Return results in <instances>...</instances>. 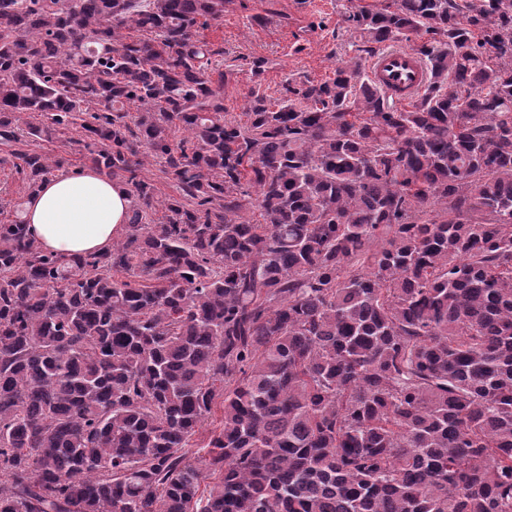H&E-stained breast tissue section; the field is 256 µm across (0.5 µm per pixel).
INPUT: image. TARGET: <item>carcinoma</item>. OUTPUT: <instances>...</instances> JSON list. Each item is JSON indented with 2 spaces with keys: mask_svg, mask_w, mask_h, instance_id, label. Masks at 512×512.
Returning <instances> with one entry per match:
<instances>
[{
  "mask_svg": "<svg viewBox=\"0 0 512 512\" xmlns=\"http://www.w3.org/2000/svg\"><path fill=\"white\" fill-rule=\"evenodd\" d=\"M228 3L0 0V165L78 129L132 199L105 253L0 224V512H512V0L347 16L427 38L409 110L347 62L243 124ZM143 175L154 183L156 187V197L159 200H164V198L169 195H178L175 183L162 173V166L158 162L156 163L150 160V164H147Z\"/></svg>",
  "mask_w": 512,
  "mask_h": 512,
  "instance_id": "carcinoma-1",
  "label": "carcinoma"
}]
</instances>
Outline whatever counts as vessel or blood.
Returning <instances> with one entry per match:
<instances>
[{
    "instance_id": "obj_1",
    "label": "vessel or blood",
    "mask_w": 512,
    "mask_h": 512,
    "mask_svg": "<svg viewBox=\"0 0 512 512\" xmlns=\"http://www.w3.org/2000/svg\"><path fill=\"white\" fill-rule=\"evenodd\" d=\"M368 76L383 92L401 102L410 101L427 82L419 55L409 49L385 50L368 64Z\"/></svg>"
}]
</instances>
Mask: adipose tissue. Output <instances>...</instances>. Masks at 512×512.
I'll return each instance as SVG.
<instances>
[{"instance_id": "1", "label": "adipose tissue", "mask_w": 512, "mask_h": 512, "mask_svg": "<svg viewBox=\"0 0 512 512\" xmlns=\"http://www.w3.org/2000/svg\"><path fill=\"white\" fill-rule=\"evenodd\" d=\"M126 186L89 168L40 183L22 218L43 251L64 257L109 251L128 220Z\"/></svg>"}]
</instances>
